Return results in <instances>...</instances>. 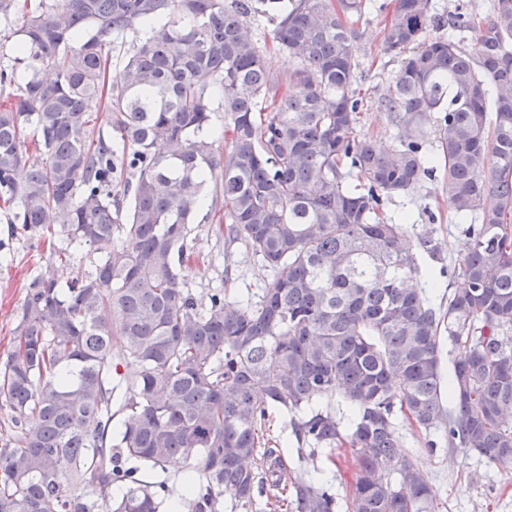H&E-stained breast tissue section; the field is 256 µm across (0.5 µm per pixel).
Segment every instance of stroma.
I'll use <instances>...</instances> for the list:
<instances>
[{"instance_id":"35a3bbf8","label":"stroma","mask_w":512,"mask_h":512,"mask_svg":"<svg viewBox=\"0 0 512 512\" xmlns=\"http://www.w3.org/2000/svg\"><path fill=\"white\" fill-rule=\"evenodd\" d=\"M387 18V12L375 9L358 25L363 34L358 83L365 93L358 128L385 144L393 142L397 134L396 126L379 105L398 68L396 57L381 45L380 30ZM384 208L390 216L413 211L415 221L406 227L408 240L421 267L436 282L428 291L431 302L447 306L451 289L459 283L456 271L467 234L465 225L448 221V196L441 180L425 182L420 191L393 197ZM214 224L210 208L199 209L188 240L205 262L200 265L190 261L179 268L181 288L202 306L208 305L212 288L224 287L226 297L238 299L266 276L261 262L243 245L218 239ZM95 258L94 252L85 250L74 260H57L47 237L37 231L13 229L5 208L0 207V363L12 348L14 328L30 281L51 274L59 287H67L73 279L91 271ZM399 431L406 453L429 477L434 512H512V465H496L442 442L434 448L426 447L424 437L405 424ZM352 463L347 448L335 449L328 456L308 453L297 473L306 479L326 476L328 489L342 498L346 495L347 468Z\"/></svg>"}]
</instances>
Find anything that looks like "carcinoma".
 <instances>
[{"mask_svg": "<svg viewBox=\"0 0 512 512\" xmlns=\"http://www.w3.org/2000/svg\"><path fill=\"white\" fill-rule=\"evenodd\" d=\"M265 6L291 61L267 70L249 22ZM370 0H53L24 13L29 75L0 103V200L9 223L88 246L94 270L62 291L32 280L0 368V512H224V494L286 512L336 498L285 471L260 434L268 410L297 440L348 447L347 512H429L433 491L398 418L451 448L512 464V0L457 12L394 0L380 31L398 58L380 104L388 150L357 130L364 96L355 24ZM139 34L108 78L112 36ZM471 34L475 51L462 47ZM220 97L228 150L207 132ZM107 99L112 135L94 134ZM439 113L436 127L430 126ZM469 222L461 283L435 308L404 244L413 214L384 201L435 177ZM42 159L23 179L29 143ZM224 238L268 271L259 300L180 288L207 186ZM465 348L448 386L441 331ZM122 345L123 370L112 357ZM346 406L352 418L336 408ZM176 487L150 482L174 456Z\"/></svg>", "mask_w": 512, "mask_h": 512, "instance_id": "1", "label": "carcinoma"}]
</instances>
